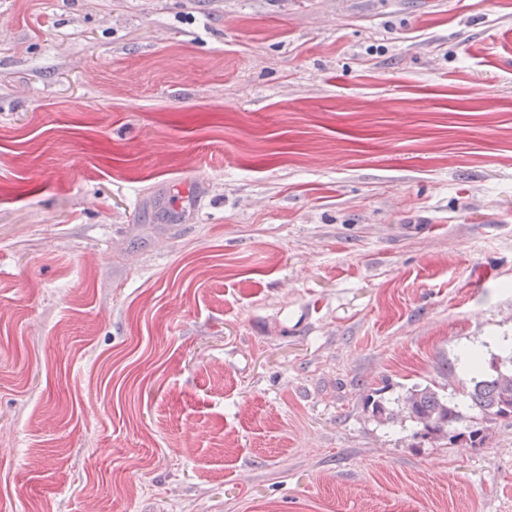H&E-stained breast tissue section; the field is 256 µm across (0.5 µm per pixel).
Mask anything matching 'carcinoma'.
<instances>
[{
	"label": "carcinoma",
	"mask_w": 512,
	"mask_h": 512,
	"mask_svg": "<svg viewBox=\"0 0 512 512\" xmlns=\"http://www.w3.org/2000/svg\"><path fill=\"white\" fill-rule=\"evenodd\" d=\"M474 372L470 385L463 388L462 394L467 407L480 417L478 421L471 420L469 424L462 425L464 415L460 404L428 385L409 388L397 398V404L420 426L422 436L446 437L450 441L465 437L472 447L482 448L487 434L481 421L512 419V368L493 359L489 362V371L477 366ZM385 390L384 386L374 390L366 397L365 404L373 416L390 420L394 413L389 408V399L385 398Z\"/></svg>",
	"instance_id": "1"
}]
</instances>
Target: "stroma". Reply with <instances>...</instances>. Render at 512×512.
I'll use <instances>...</instances> for the list:
<instances>
[{
  "instance_id": "1",
  "label": "stroma",
  "mask_w": 512,
  "mask_h": 512,
  "mask_svg": "<svg viewBox=\"0 0 512 512\" xmlns=\"http://www.w3.org/2000/svg\"><path fill=\"white\" fill-rule=\"evenodd\" d=\"M512 0H0V512H512ZM473 372L471 385L462 391L467 407L475 411L482 421L512 419V363L509 369L493 358L489 362V371L477 366ZM388 385H384L381 388L375 389L374 392L368 395L365 399L366 407L371 409L373 416L381 420H390L393 418V409L389 408L390 401L385 398V390ZM396 399L401 410L409 414L421 427L422 437L448 436L449 441L466 437L474 448H483L486 444L485 427L478 421L470 420L461 429L459 425L463 422L464 415L460 404L451 398H444L431 386H413Z\"/></svg>"
}]
</instances>
